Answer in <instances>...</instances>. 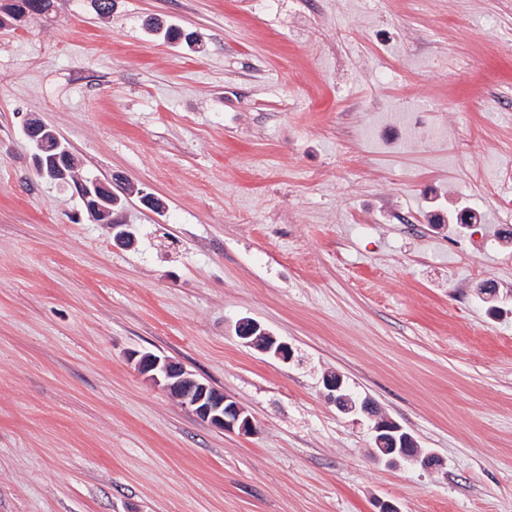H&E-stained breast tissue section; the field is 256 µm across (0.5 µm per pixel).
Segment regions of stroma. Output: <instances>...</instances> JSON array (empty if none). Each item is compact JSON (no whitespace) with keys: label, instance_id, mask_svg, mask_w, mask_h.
<instances>
[{"label":"stroma","instance_id":"35a3bbf8","mask_svg":"<svg viewBox=\"0 0 512 512\" xmlns=\"http://www.w3.org/2000/svg\"><path fill=\"white\" fill-rule=\"evenodd\" d=\"M30 118L121 197L133 247L36 176ZM509 201L512 0H54L6 20L0 512H512ZM243 318L293 359L242 343ZM133 351L256 433L201 422ZM328 372L438 466L376 457ZM129 358L146 381L177 398L200 421L230 433L249 435L256 431L252 416L238 402L183 364L149 352H133Z\"/></svg>","mask_w":512,"mask_h":512}]
</instances>
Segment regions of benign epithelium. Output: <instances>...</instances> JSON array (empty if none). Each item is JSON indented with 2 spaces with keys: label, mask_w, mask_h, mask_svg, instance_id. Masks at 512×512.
<instances>
[{
  "label": "benign epithelium",
  "mask_w": 512,
  "mask_h": 512,
  "mask_svg": "<svg viewBox=\"0 0 512 512\" xmlns=\"http://www.w3.org/2000/svg\"><path fill=\"white\" fill-rule=\"evenodd\" d=\"M238 337L244 343L277 359L289 361L293 350L288 343L279 340L261 326L247 318L239 321L236 327ZM129 359L135 362L144 379L177 398L200 421L224 432H238L249 435L256 431L250 414L230 396L197 377L183 364L153 353L133 352ZM323 386L334 401L345 397L344 381L338 374L323 378ZM377 452L392 461L410 460L417 457L418 450L407 447L412 435L390 418H384L374 425Z\"/></svg>",
  "instance_id": "benign-epithelium-1"
}]
</instances>
